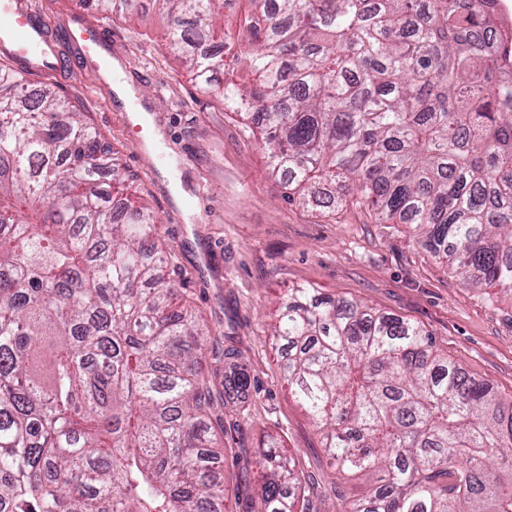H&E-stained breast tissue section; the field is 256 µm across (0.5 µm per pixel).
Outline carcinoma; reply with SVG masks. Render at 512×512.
I'll return each instance as SVG.
<instances>
[{
	"instance_id": "cac0c4a2",
	"label": "carcinoma",
	"mask_w": 512,
	"mask_h": 512,
	"mask_svg": "<svg viewBox=\"0 0 512 512\" xmlns=\"http://www.w3.org/2000/svg\"><path fill=\"white\" fill-rule=\"evenodd\" d=\"M194 80L264 136L287 199L335 196L412 226L468 288L512 297V33L497 0H249L221 82L227 0H161ZM0 58V512H224V452L202 373L238 352L171 283L150 207L100 187L115 158L52 88L22 100ZM272 336L324 448L376 486L348 512H512V408L419 326L292 288ZM252 512H294L300 477L259 443Z\"/></svg>"
}]
</instances>
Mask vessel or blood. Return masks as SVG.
I'll return each instance as SVG.
<instances>
[{"mask_svg":"<svg viewBox=\"0 0 512 512\" xmlns=\"http://www.w3.org/2000/svg\"><path fill=\"white\" fill-rule=\"evenodd\" d=\"M85 59L102 71L112 65L107 30L88 23L79 24L67 33ZM0 51L10 55L26 69L43 73L59 67L52 29L44 15L31 13L20 0H0Z\"/></svg>","mask_w":512,"mask_h":512,"instance_id":"b4317fda","label":"vessel or blood"}]
</instances>
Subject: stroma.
Masks as SVG:
<instances>
[{
  "mask_svg": "<svg viewBox=\"0 0 512 512\" xmlns=\"http://www.w3.org/2000/svg\"><path fill=\"white\" fill-rule=\"evenodd\" d=\"M25 3L52 19L60 57L55 74H28L31 86H50L86 107L119 159L104 182L122 183L132 200L150 205L172 248L178 293L242 354L250 390L222 411L229 512H248L257 501L262 475L255 451L266 435L302 473L298 512H345L374 482L330 466L320 432L288 390L271 327L290 288L303 285L417 323L437 354L489 382L512 406V299L495 288L462 287L446 261L415 242L409 225L377 223L367 203L343 200L331 210L288 201L259 130L224 108L173 56L156 0H136L132 13L104 24L113 54L130 63L132 92L161 127L165 151L177 158L169 170L164 152L148 150L111 85L94 78L65 36L75 19L92 21L93 10L81 0ZM178 178L192 195L184 209L168 186Z\"/></svg>",
  "mask_w": 512,
  "mask_h": 512,
  "instance_id": "35a3bbf8",
  "label": "stroma"
}]
</instances>
